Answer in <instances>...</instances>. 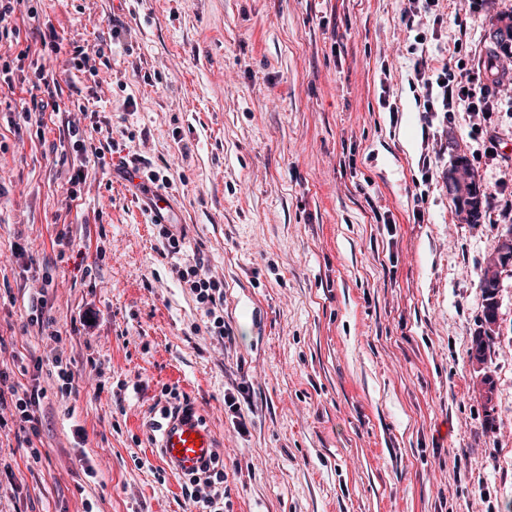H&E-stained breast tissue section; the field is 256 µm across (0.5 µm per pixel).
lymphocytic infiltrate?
I'll return each instance as SVG.
<instances>
[{
    "mask_svg": "<svg viewBox=\"0 0 512 512\" xmlns=\"http://www.w3.org/2000/svg\"><path fill=\"white\" fill-rule=\"evenodd\" d=\"M14 0H0V44L18 46L17 56H0V101L10 99L15 93L12 77L16 61H28L32 71L33 89H40L48 77L47 65L59 60L62 50L61 40L56 31L34 30L33 42L28 46L20 44V29L14 15ZM63 60V59H60ZM65 67L96 73V61L83 47H74ZM415 91V102L422 114L425 127H432L437 116H450L451 113L486 111L496 96L495 88L478 81L477 77L452 69L447 59L419 56L413 65V78L410 82ZM124 179L142 177L141 188L148 196L145 206L151 221L159 227L160 244L164 254L175 261L174 268L178 280L188 288L199 309L203 311L210 335L224 337V282L213 276L207 269L204 257L190 256L185 252L184 228L167 222L169 201L168 182L152 170L142 171L137 160H124L117 166ZM15 256L22 262V270L31 280L39 282L38 295L33 299L28 313V324L34 327L54 354L47 360H36L35 371H46L49 379L55 381L61 399H68L75 390V377L71 360L63 353V332L48 309L47 294L53 283L47 269L40 265L25 244L12 245ZM10 361L0 358V412L11 409L12 417L19 422L37 427V410L46 390L40 385L24 389L11 383ZM185 500L195 507L196 512H224V466L219 460H212L203 475L188 477L183 485Z\"/></svg>",
    "mask_w": 512,
    "mask_h": 512,
    "instance_id": "1",
    "label": "lymphocytic infiltrate"
}]
</instances>
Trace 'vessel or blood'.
<instances>
[{
	"label": "vessel or blood",
	"instance_id": "1",
	"mask_svg": "<svg viewBox=\"0 0 512 512\" xmlns=\"http://www.w3.org/2000/svg\"><path fill=\"white\" fill-rule=\"evenodd\" d=\"M157 432L163 461L179 474H198L217 452L210 428L196 413L171 411L158 423Z\"/></svg>",
	"mask_w": 512,
	"mask_h": 512
}]
</instances>
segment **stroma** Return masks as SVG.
Instances as JSON below:
<instances>
[{"label": "stroma", "instance_id": "stroma-1", "mask_svg": "<svg viewBox=\"0 0 512 512\" xmlns=\"http://www.w3.org/2000/svg\"><path fill=\"white\" fill-rule=\"evenodd\" d=\"M478 2L427 39L433 53L461 43L473 75L512 13V0ZM404 6L43 0L41 27L63 51L111 50L94 76L53 64L60 109L44 113L43 138L16 125L32 105L27 64L0 104V294L15 297L0 302V336L47 352L25 325L38 284L12 254L19 241L53 276L78 382L40 403L39 466L0 434V512H74L86 498L98 512H189L153 441L166 385L215 434L224 512H512V266L484 361L474 350L481 274L512 210V112L454 113L425 142ZM86 112L121 148L109 169L58 149ZM461 157L484 192L476 224L448 191ZM123 158L168 181L187 252L224 281L228 338L204 330L142 196L111 173ZM64 207L66 249L54 243ZM89 308L94 329H74ZM240 386L243 433L224 409Z\"/></svg>", "mask_w": 512, "mask_h": 512}]
</instances>
